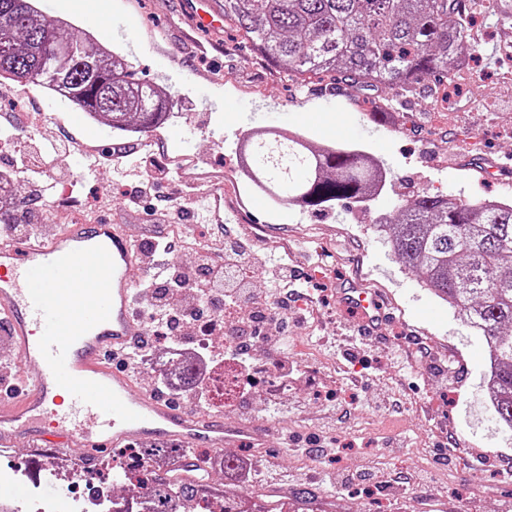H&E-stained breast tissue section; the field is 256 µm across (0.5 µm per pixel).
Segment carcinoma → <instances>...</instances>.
Here are the masks:
<instances>
[{
    "instance_id": "obj_1",
    "label": "carcinoma",
    "mask_w": 512,
    "mask_h": 512,
    "mask_svg": "<svg viewBox=\"0 0 512 512\" xmlns=\"http://www.w3.org/2000/svg\"><path fill=\"white\" fill-rule=\"evenodd\" d=\"M224 32L238 34L261 60L302 87L334 73L350 87L385 86L404 96L421 81L450 72L475 51L464 0H219ZM0 78L36 86L123 132L161 125L171 97L140 81L128 61L94 35L51 18L39 0H0ZM345 144L319 148L300 135L267 130L250 138L251 181L281 203L305 200L319 210L367 202L384 171ZM16 190L0 194V224L25 219ZM399 262L484 337L486 386L499 426L512 430V205H479L419 192L375 224ZM196 485L163 479L150 489L157 508Z\"/></svg>"
}]
</instances>
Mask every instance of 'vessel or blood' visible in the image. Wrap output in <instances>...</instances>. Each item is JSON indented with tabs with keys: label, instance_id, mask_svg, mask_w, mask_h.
I'll return each instance as SVG.
<instances>
[{
	"label": "vessel or blood",
	"instance_id": "1",
	"mask_svg": "<svg viewBox=\"0 0 512 512\" xmlns=\"http://www.w3.org/2000/svg\"><path fill=\"white\" fill-rule=\"evenodd\" d=\"M202 195L213 223H231L223 187ZM153 265L119 223L77 221L0 242V333L25 371L19 392L0 397V447L21 437L88 456L143 439L267 447L266 429L189 411L137 387L129 369L109 361L145 333L129 273ZM340 304L357 312L360 337L375 339L383 313L373 293L347 288Z\"/></svg>",
	"mask_w": 512,
	"mask_h": 512
}]
</instances>
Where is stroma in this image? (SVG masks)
Returning a JSON list of instances; mask_svg holds the SVG:
<instances>
[{"label":"stroma","mask_w":512,"mask_h":512,"mask_svg":"<svg viewBox=\"0 0 512 512\" xmlns=\"http://www.w3.org/2000/svg\"><path fill=\"white\" fill-rule=\"evenodd\" d=\"M41 2L113 46L134 73L166 88L172 104L162 125L121 132L42 89L22 91L0 79V114H19V146L63 138L74 148L127 154L125 165L110 167L79 166L73 152L51 153L50 192L39 195L27 180L18 182L22 198L36 201L39 219H115L133 238L152 237L157 225L145 204H133L129 175L151 155L169 169L157 187L162 199L184 204L190 174L222 183L224 209L234 215L228 233L253 250L258 267L287 258L314 291L313 298L288 301V366L297 381L287 396L272 410L259 390L224 414L231 423L270 427L278 444L262 455L268 478L253 485L252 496L267 501L272 492L305 488L302 512H431L442 503L457 512H512V442L483 397L482 337L462 327L370 229L419 191L512 203V53L502 49L512 42V16L490 17L485 0H467L479 60L454 74L462 94L439 108L430 78L395 111L374 115L363 98L378 102L390 90L315 78L296 87L243 42L193 30L187 17L196 0H112L109 31L96 14L72 10L71 0ZM127 14L140 40L123 26ZM330 97L358 128L348 144L380 157L392 179L369 206L352 205L344 220L330 209L287 212L254 188L238 160V132L268 116L278 123L299 115L293 131L324 143L318 108ZM176 126L184 138L172 137ZM350 280L376 294L382 341L356 337L354 314L339 306L336 291Z\"/></svg>","instance_id":"obj_1"}]
</instances>
